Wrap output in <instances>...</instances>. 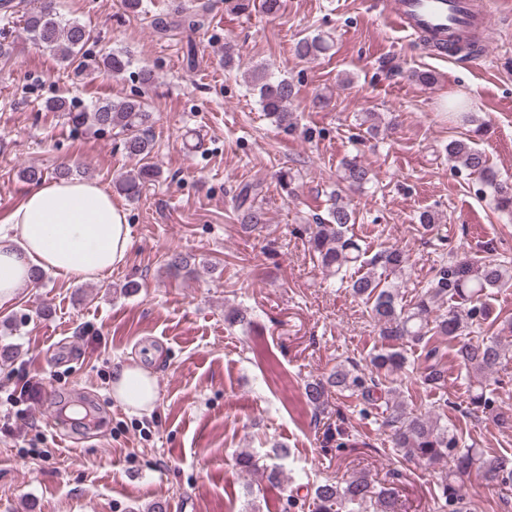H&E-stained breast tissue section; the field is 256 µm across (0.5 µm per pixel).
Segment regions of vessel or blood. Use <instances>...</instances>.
<instances>
[{"label": "vessel or blood", "mask_w": 512, "mask_h": 512, "mask_svg": "<svg viewBox=\"0 0 512 512\" xmlns=\"http://www.w3.org/2000/svg\"><path fill=\"white\" fill-rule=\"evenodd\" d=\"M387 18L401 31L447 48L462 32L488 30L492 9L489 0H391Z\"/></svg>", "instance_id": "obj_1"}]
</instances>
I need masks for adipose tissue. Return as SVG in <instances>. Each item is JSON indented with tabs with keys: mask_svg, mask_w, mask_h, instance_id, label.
Here are the masks:
<instances>
[{
	"mask_svg": "<svg viewBox=\"0 0 512 512\" xmlns=\"http://www.w3.org/2000/svg\"><path fill=\"white\" fill-rule=\"evenodd\" d=\"M7 222L11 234H0V306L30 287L36 270L90 281L124 264L132 245L124 211L91 180H44ZM114 392L139 415L152 410L156 381L141 368L124 366Z\"/></svg>",
	"mask_w": 512,
	"mask_h": 512,
	"instance_id": "1",
	"label": "adipose tissue"
}]
</instances>
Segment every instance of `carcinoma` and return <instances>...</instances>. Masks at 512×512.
Wrapping results in <instances>:
<instances>
[{
  "instance_id": "1",
  "label": "carcinoma",
  "mask_w": 512,
  "mask_h": 512,
  "mask_svg": "<svg viewBox=\"0 0 512 512\" xmlns=\"http://www.w3.org/2000/svg\"><path fill=\"white\" fill-rule=\"evenodd\" d=\"M24 29L29 38L49 52L60 63L75 70H84L87 64L82 53L91 39V31L82 23L64 19L58 12V0H38L34 10L24 14ZM154 28L162 33L169 27H185L193 32L204 25L199 13L177 11V19H153ZM329 49L326 39L317 34L295 43V54L304 59L314 58ZM104 71L120 75L132 64L131 55L114 50L104 57ZM254 89L258 91L261 108L277 127L291 132L297 127L296 116L289 108L297 91L286 78L272 76L266 67H257L252 73ZM51 111L67 113L76 128L92 123L100 129H119L127 155L137 161L138 167L117 181V191L130 200L140 197L145 184L156 180L160 171L149 163L155 144L152 128L155 123L140 97L98 103L90 110H77L64 99L47 104ZM448 158L458 163L468 175L491 192L495 208L512 216V181L501 179L489 164L486 153L464 140L448 142ZM370 180L369 170L358 156L342 162L341 181L350 188H360ZM262 186L243 185L235 204L241 211L242 226L253 232L268 223L267 212L259 203ZM354 223V212L343 196L331 198L326 216L316 218L310 225L309 241L322 270L331 277L344 280L341 273L356 266L362 273L350 277V292L371 304L384 344L370 358L369 366L359 367L350 362L340 363L327 376L311 379L304 385L307 402L321 414L329 406L332 395L349 393L366 403L383 401L388 412L385 426L390 428V442L396 451L408 459L429 465L452 459L453 466L442 478L437 494V509L441 512H465L467 503L465 483L476 476L494 486L504 496L512 491V457L488 455L465 441L457 430L441 424V418L431 411L408 408L391 384L409 377L404 371L406 358L403 346H420L428 365L422 372V382L429 388H440L448 381V372L441 364L439 347L430 340L445 337L455 343V357L468 371L475 373L476 386L469 394L472 410L487 409L495 403L497 375L512 360V342H505L503 334L512 335V319L500 323L489 321V299L494 291L512 286V270L489 258L469 257L461 261L443 263L435 269L427 289L417 297L412 307L401 304L395 279L406 271L408 258L396 246H387L371 258L352 238L346 236L348 225ZM167 272L178 276L191 273L188 257L171 253L166 262ZM498 325L490 336H475L474 330L484 324ZM239 462L246 471L267 481L280 476L277 466L259 464L249 452L239 453ZM319 512H396L397 496L393 487H378L366 474L352 476L345 484L326 481L313 487Z\"/></svg>"
}]
</instances>
